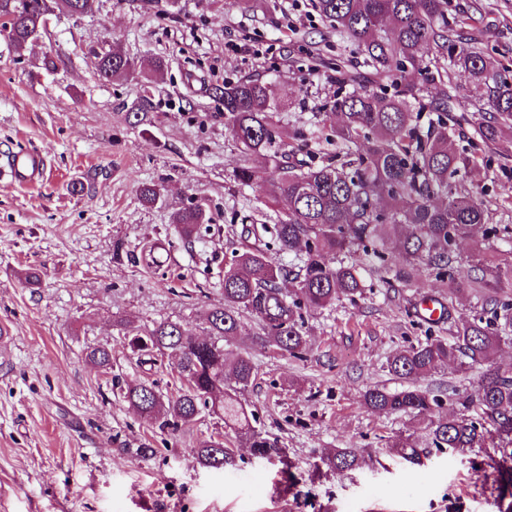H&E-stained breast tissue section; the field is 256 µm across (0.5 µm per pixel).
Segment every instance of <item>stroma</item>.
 I'll use <instances>...</instances> for the list:
<instances>
[{
  "instance_id": "stroma-1",
  "label": "stroma",
  "mask_w": 512,
  "mask_h": 512,
  "mask_svg": "<svg viewBox=\"0 0 512 512\" xmlns=\"http://www.w3.org/2000/svg\"><path fill=\"white\" fill-rule=\"evenodd\" d=\"M448 12L472 18L482 49L512 59V0H449ZM112 51L168 68L105 82L95 57ZM361 60L311 0H97L93 14L52 15L23 52L0 36V152L36 150L47 162L37 186L0 180V512H494L487 450L430 448L409 464L389 443L418 421L363 402L368 388L400 387L386 360L428 333L414 322L422 297L449 298L424 269L413 284L308 313L302 357L252 344L259 326L248 316L225 341L226 353L251 356L256 380L241 402L291 472L254 457L213 415L151 429L120 391L143 380L166 396L180 388L174 356L139 365L120 322L204 333L243 225L285 211L269 203L264 177L234 179L244 156L211 87L271 82L283 139L316 160L336 151L323 125L334 100L370 77ZM454 87L455 146L482 166L478 190L498 202L491 223L512 225V157L473 139L489 114L467 101L464 75ZM146 185L160 190L151 206ZM193 205L212 221L188 243L172 215ZM91 346L110 350L109 368L87 358ZM210 437L234 451L224 468L197 459ZM327 448L358 449L365 463L327 471Z\"/></svg>"
}]
</instances>
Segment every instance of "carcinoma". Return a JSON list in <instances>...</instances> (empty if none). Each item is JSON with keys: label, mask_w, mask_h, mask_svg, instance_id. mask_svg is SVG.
<instances>
[{"label": "carcinoma", "mask_w": 512, "mask_h": 512, "mask_svg": "<svg viewBox=\"0 0 512 512\" xmlns=\"http://www.w3.org/2000/svg\"><path fill=\"white\" fill-rule=\"evenodd\" d=\"M93 8L94 0H0V35L19 53L44 33L55 11L86 15ZM314 8L336 35L357 47L374 74L393 78L395 91L389 95L364 83L336 98L331 132L342 154L301 164L288 150L275 148L279 135L273 114L279 102L271 83L249 76L211 88L224 104V119L246 160L261 163L268 172L270 199L286 203L287 211L272 226L244 228L254 243L234 251L224 268L223 302L206 313L209 337L171 321L127 331L134 353H173L186 388L165 400L154 385L140 382L123 394L149 425L161 430H176L205 411L220 416L253 455L276 458L288 470L292 462L285 449L253 426L238 400L255 380V365L246 352L228 356L223 341L238 335L242 317L247 314L260 325L256 344L299 358L307 347L304 313L363 296L368 288L364 267L377 264L379 281L388 286L413 283L414 272L423 267L448 282L451 301L460 291L461 240L482 225L483 240L512 241L511 226H486L491 202L466 186L479 166L457 151L448 132L453 79L462 72L471 103L487 106L491 114L475 130L476 137L499 155L512 157V135L506 134L512 126V70L448 20V0H314ZM431 52L434 63L448 61L436 74L426 63ZM96 59L98 75L106 81L137 68L164 67L160 59L145 65L117 53ZM415 74L421 76L418 83L410 79ZM417 104L436 114L426 129L414 112ZM173 223L192 242L199 225L210 218L194 205L175 213ZM272 244L279 252L298 255L300 264L293 268L275 261L269 254ZM394 247L400 263L390 258ZM287 280L296 283L288 296L281 288ZM504 282L512 284V262L501 266L477 259L466 283L482 297L481 311L448 338L429 336L396 351L387 362L389 373L405 380L450 366L464 371L486 365L474 392L446 399L413 385L394 391L373 387L363 400L377 415L430 418L424 435L401 434L390 444L408 463H421L422 448L493 449L495 504L498 512H512V371L493 365L501 344L512 341V299L498 293ZM447 404L457 409L447 413ZM196 454L207 467L221 468L230 460L224 442L215 439L201 441ZM320 463L330 471H351L362 465L363 456L355 448H336L323 453Z\"/></svg>", "instance_id": "obj_1"}]
</instances>
